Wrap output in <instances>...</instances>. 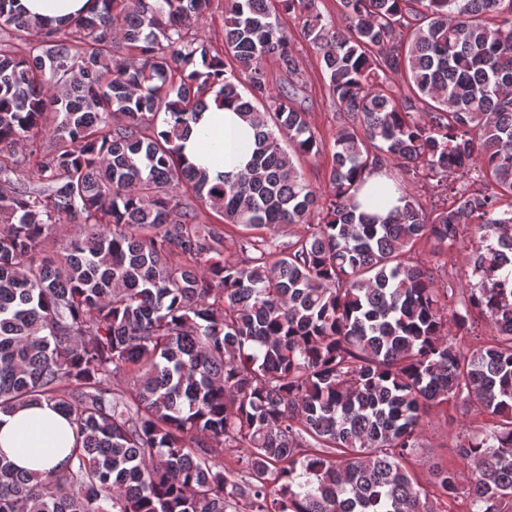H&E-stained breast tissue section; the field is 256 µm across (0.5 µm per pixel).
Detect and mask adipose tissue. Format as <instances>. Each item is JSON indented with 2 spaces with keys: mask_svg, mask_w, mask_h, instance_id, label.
Wrapping results in <instances>:
<instances>
[{
  "mask_svg": "<svg viewBox=\"0 0 512 512\" xmlns=\"http://www.w3.org/2000/svg\"><path fill=\"white\" fill-rule=\"evenodd\" d=\"M252 129L236 112L209 106L186 143L187 154L210 175L245 163ZM74 442L67 421L49 405H32L11 414L0 413V455L16 467L46 472L59 467Z\"/></svg>",
  "mask_w": 512,
  "mask_h": 512,
  "instance_id": "adipose-tissue-1",
  "label": "adipose tissue"
}]
</instances>
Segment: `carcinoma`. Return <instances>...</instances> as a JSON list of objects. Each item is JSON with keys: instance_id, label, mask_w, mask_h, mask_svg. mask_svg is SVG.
I'll return each instance as SVG.
<instances>
[{"instance_id": "obj_1", "label": "carcinoma", "mask_w": 512, "mask_h": 512, "mask_svg": "<svg viewBox=\"0 0 512 512\" xmlns=\"http://www.w3.org/2000/svg\"><path fill=\"white\" fill-rule=\"evenodd\" d=\"M320 3L224 0L218 49L213 0H0V413L44 401L74 434L48 473L0 459V512H512V0H336L341 26ZM209 97L255 131L214 181L184 145ZM323 156L321 193L294 159ZM368 172L402 206L363 210ZM467 241L450 306L435 271ZM451 405L488 419L453 440L470 479L423 485L407 464ZM31 15L63 18L78 13L87 0H22ZM285 21L286 30L292 37L300 70L307 86L303 104L309 109L310 121L316 131L329 139L339 123L336 107L328 97L314 51L293 24L288 20Z\"/></svg>"}]
</instances>
